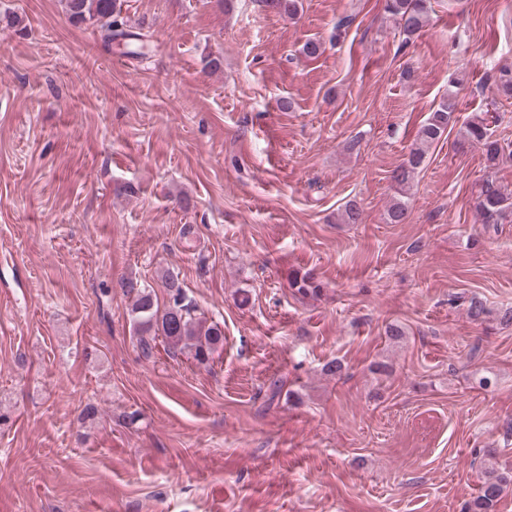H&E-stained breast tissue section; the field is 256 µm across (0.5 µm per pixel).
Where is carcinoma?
<instances>
[{"instance_id":"carcinoma-1","label":"carcinoma","mask_w":512,"mask_h":512,"mask_svg":"<svg viewBox=\"0 0 512 512\" xmlns=\"http://www.w3.org/2000/svg\"><path fill=\"white\" fill-rule=\"evenodd\" d=\"M68 18L74 23L96 22L107 43L131 44L143 42V38L128 29L121 17L117 0H64ZM274 12L295 18L299 12V0H265ZM388 12L395 18L398 28L409 39L425 26L429 0H387ZM457 104L453 93H448L438 107L429 114L422 125L417 141L410 148L406 160L398 167L394 179L400 188L413 180L414 174L425 162L429 149L439 143L448 126L454 122ZM463 138L478 146L490 164L502 159L512 160V140L499 139L489 128L488 119L474 116L460 129ZM476 209L483 224H501L507 211H512V193H508L494 179H486L480 185L476 197ZM407 215V202L401 198L387 209V222L401 224ZM289 287L295 293L307 296L318 293L322 284L309 272L296 271L289 276ZM167 303L159 308L153 292L133 282L125 284L133 295L131 313L138 333L137 349L141 358L149 360L154 355L157 340H162L167 351H189L199 365H208L215 353L224 346V330L215 322H208L196 315V306L185 293L179 275L167 271L163 276ZM512 484V469L490 466L479 494L465 506V512H496L504 489Z\"/></svg>"}]
</instances>
